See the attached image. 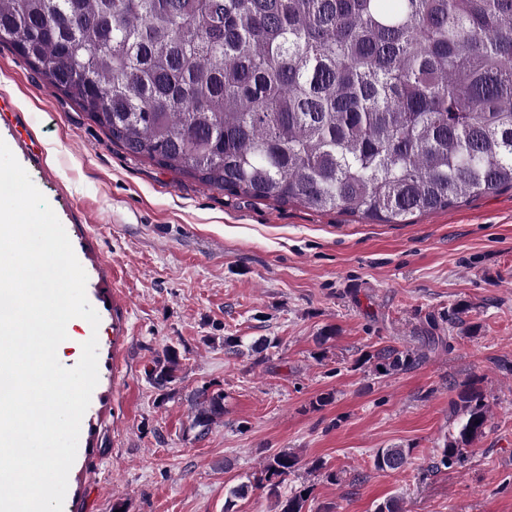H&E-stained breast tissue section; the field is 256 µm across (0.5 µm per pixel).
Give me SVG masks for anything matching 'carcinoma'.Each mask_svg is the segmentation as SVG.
Returning a JSON list of instances; mask_svg holds the SVG:
<instances>
[{"mask_svg": "<svg viewBox=\"0 0 512 512\" xmlns=\"http://www.w3.org/2000/svg\"><path fill=\"white\" fill-rule=\"evenodd\" d=\"M75 102L112 142L231 194L342 210L377 224L512 189V0H0V44ZM388 345L356 366L389 377L448 348ZM164 350L148 370L179 380ZM206 436L224 393L197 391ZM488 405L460 386L429 468L464 462ZM412 449L380 448L397 471ZM299 457L254 478L279 512H310V490L280 498Z\"/></svg>", "mask_w": 512, "mask_h": 512, "instance_id": "1", "label": "carcinoma"}]
</instances>
